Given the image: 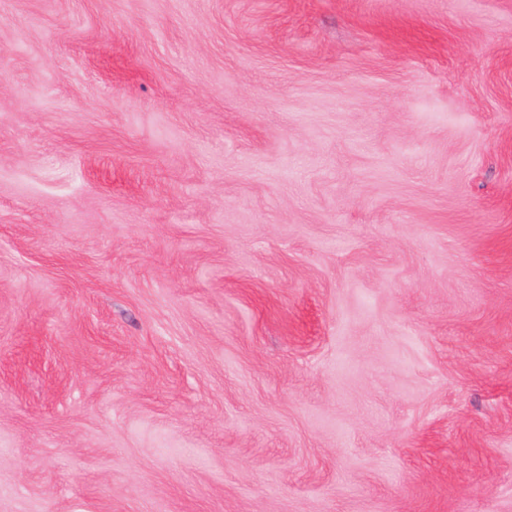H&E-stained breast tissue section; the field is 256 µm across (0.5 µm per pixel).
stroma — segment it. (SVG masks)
<instances>
[{
    "mask_svg": "<svg viewBox=\"0 0 512 512\" xmlns=\"http://www.w3.org/2000/svg\"><path fill=\"white\" fill-rule=\"evenodd\" d=\"M0 512H512V0H0Z\"/></svg>",
    "mask_w": 512,
    "mask_h": 512,
    "instance_id": "stroma-1",
    "label": "stroma"
}]
</instances>
